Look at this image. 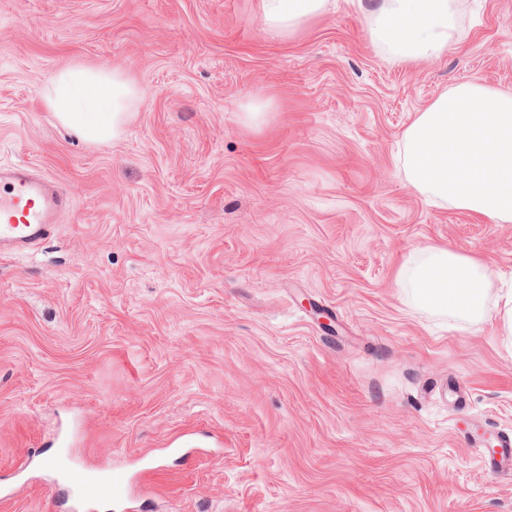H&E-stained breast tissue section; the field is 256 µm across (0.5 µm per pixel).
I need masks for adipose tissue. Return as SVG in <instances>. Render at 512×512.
Listing matches in <instances>:
<instances>
[{"instance_id": "obj_1", "label": "adipose tissue", "mask_w": 512, "mask_h": 512, "mask_svg": "<svg viewBox=\"0 0 512 512\" xmlns=\"http://www.w3.org/2000/svg\"><path fill=\"white\" fill-rule=\"evenodd\" d=\"M330 0H259L266 33L285 38L326 13ZM373 43L402 62L434 60L455 33L451 0H375L366 13ZM140 95L135 80L106 63H73L43 88L46 107L89 144L118 139ZM406 183L437 205L495 224L512 223V93L464 82L418 112L401 136ZM399 281L413 304L453 320L477 322L495 311L512 340V287L493 291L489 267L443 246L423 249Z\"/></svg>"}]
</instances>
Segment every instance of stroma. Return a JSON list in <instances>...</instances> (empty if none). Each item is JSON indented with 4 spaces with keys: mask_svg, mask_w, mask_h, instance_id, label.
<instances>
[{
    "mask_svg": "<svg viewBox=\"0 0 512 512\" xmlns=\"http://www.w3.org/2000/svg\"><path fill=\"white\" fill-rule=\"evenodd\" d=\"M285 39L258 0H0V168L68 194L0 256V512H512V345L398 286L447 246L512 283V224L404 182L400 138L462 82L512 92V0H455L439 59L393 61L358 0ZM71 62L138 84L121 139L63 129ZM272 100L244 122L249 100ZM478 458L485 471L495 472L506 468L512 462V439L501 437L498 447L488 454L478 449Z\"/></svg>",
    "mask_w": 512,
    "mask_h": 512,
    "instance_id": "stroma-1",
    "label": "stroma"
}]
</instances>
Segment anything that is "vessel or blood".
<instances>
[{"instance_id":"obj_1","label":"vessel or blood","mask_w":512,"mask_h":512,"mask_svg":"<svg viewBox=\"0 0 512 512\" xmlns=\"http://www.w3.org/2000/svg\"><path fill=\"white\" fill-rule=\"evenodd\" d=\"M0 254L37 245L52 230L55 216L67 209L68 198L45 174L27 165L0 171ZM484 470L495 472L512 464V439L501 437L499 445L479 456Z\"/></svg>"}]
</instances>
